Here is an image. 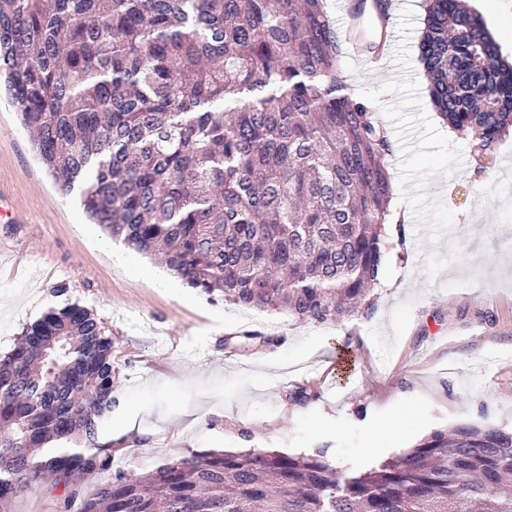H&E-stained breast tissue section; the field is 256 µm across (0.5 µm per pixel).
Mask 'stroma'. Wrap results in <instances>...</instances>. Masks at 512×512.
Returning <instances> with one entry per match:
<instances>
[{
	"label": "stroma",
	"instance_id": "stroma-1",
	"mask_svg": "<svg viewBox=\"0 0 512 512\" xmlns=\"http://www.w3.org/2000/svg\"><path fill=\"white\" fill-rule=\"evenodd\" d=\"M423 17L424 0L391 17L393 70L350 49L342 59L385 122L393 203L412 215L368 321L300 324L114 268L79 239V224L89 237L106 233L88 223L79 193H62L46 174L0 94V206L21 217L0 223V354L55 305L51 287L68 283L114 341L119 405L100 435L138 427L113 469L144 472L186 450L270 449L365 470L437 430L512 429V137L479 173L471 139L435 122L418 61ZM246 331L269 341L232 344ZM398 416L406 435L388 428Z\"/></svg>",
	"mask_w": 512,
	"mask_h": 512
}]
</instances>
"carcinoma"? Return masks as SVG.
Segmentation results:
<instances>
[{"mask_svg":"<svg viewBox=\"0 0 512 512\" xmlns=\"http://www.w3.org/2000/svg\"><path fill=\"white\" fill-rule=\"evenodd\" d=\"M350 15L388 16L385 0ZM327 0H0V75L60 190L89 221L209 300L300 324L369 319L391 142L341 65ZM433 106L472 146L512 127V65L464 0H426ZM63 299L0 355V512L41 488L52 512H512V431L457 425L365 471L277 451L112 470V337ZM59 450L40 457L32 449Z\"/></svg>","mask_w":512,"mask_h":512,"instance_id":"obj_1","label":"carcinoma"}]
</instances>
